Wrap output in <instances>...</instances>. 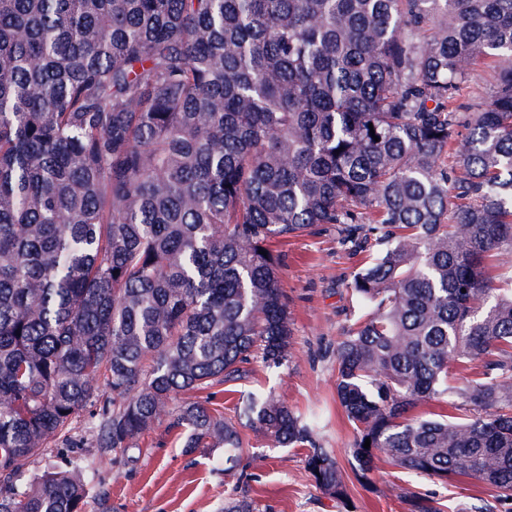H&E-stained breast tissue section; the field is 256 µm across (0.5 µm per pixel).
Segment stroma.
Segmentation results:
<instances>
[{
    "label": "stroma",
    "mask_w": 512,
    "mask_h": 512,
    "mask_svg": "<svg viewBox=\"0 0 512 512\" xmlns=\"http://www.w3.org/2000/svg\"><path fill=\"white\" fill-rule=\"evenodd\" d=\"M282 286L294 353L280 366L254 360L245 391L274 392L293 411L318 412V443L328 448L342 470L347 496L323 493L305 468L301 448L264 444L244 449L235 477L224 475L220 448H186L166 424L144 434L127 459L101 460L94 448H49L32 466L80 467L91 497H107L112 512H221L231 491L253 499L259 512H407L401 492L425 494L451 512L496 503V492L470 477L444 481L378 464L359 479L351 446L354 433L336 398V344L352 309L346 284L359 258L338 240L334 227L291 239L284 248Z\"/></svg>",
    "instance_id": "35a3bbf8"
}]
</instances>
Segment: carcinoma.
Wrapping results in <instances>:
<instances>
[{
  "label": "carcinoma",
  "mask_w": 512,
  "mask_h": 512,
  "mask_svg": "<svg viewBox=\"0 0 512 512\" xmlns=\"http://www.w3.org/2000/svg\"><path fill=\"white\" fill-rule=\"evenodd\" d=\"M323 225L363 255L336 345L358 469L512 500V0H0V512H87L77 471L29 473L96 404L102 458L166 421L231 476L251 434L345 498L276 395L172 404L291 358L278 245ZM494 81V70L490 66L479 69L470 82L463 84L459 90V102L468 106L477 101L479 96L489 91Z\"/></svg>",
  "instance_id": "carcinoma-1"
}]
</instances>
